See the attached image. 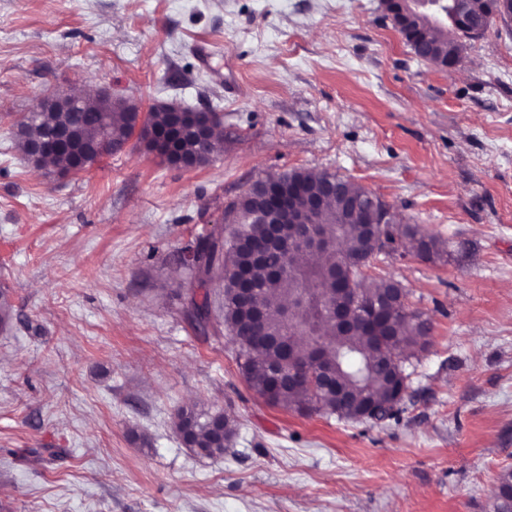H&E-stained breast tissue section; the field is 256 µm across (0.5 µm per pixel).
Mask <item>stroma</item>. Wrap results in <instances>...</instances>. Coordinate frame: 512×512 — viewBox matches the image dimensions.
<instances>
[{"label":"stroma","instance_id":"35a3bbf8","mask_svg":"<svg viewBox=\"0 0 512 512\" xmlns=\"http://www.w3.org/2000/svg\"><path fill=\"white\" fill-rule=\"evenodd\" d=\"M108 87L224 115L209 165L129 146L50 180L12 132L41 97ZM335 172L445 242L375 273L434 324L398 418L305 417L247 385L187 312L180 251L253 182ZM0 512H494L512 467V21L419 60L381 0H0ZM239 424L223 456L173 430ZM211 412L197 404H189L178 409L174 421V429L180 440L189 434L191 448L203 452L208 458L224 455L225 448L233 441L238 430L237 422L224 414V433L221 436L212 425Z\"/></svg>","mask_w":512,"mask_h":512}]
</instances>
